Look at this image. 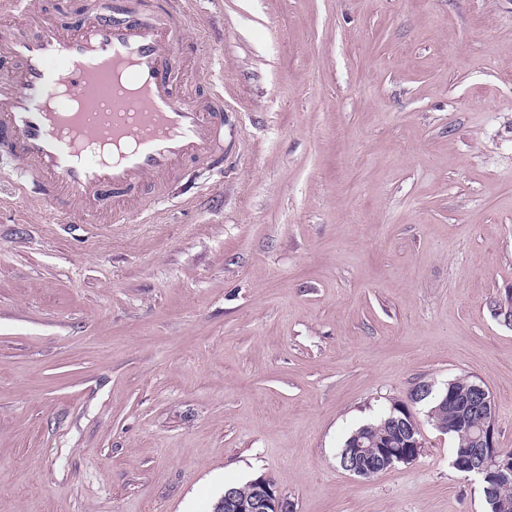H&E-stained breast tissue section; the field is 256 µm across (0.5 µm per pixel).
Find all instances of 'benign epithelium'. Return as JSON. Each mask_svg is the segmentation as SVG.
Returning <instances> with one entry per match:
<instances>
[{
	"mask_svg": "<svg viewBox=\"0 0 512 512\" xmlns=\"http://www.w3.org/2000/svg\"><path fill=\"white\" fill-rule=\"evenodd\" d=\"M472 391L469 407L483 418L478 436L480 447L459 449L452 460V466L460 472L474 473L484 479L491 474L498 483L509 482L512 480V455L498 451L496 446L497 409L494 396L478 382L473 385ZM431 393H436V390L427 382L419 383L417 388L409 391V398L400 407L403 416L394 420L405 447L393 450L386 448L376 454L374 467L392 468L399 462L408 461L417 452V448L421 447L422 431L414 407ZM349 454L355 463L346 467V471L357 477H366L367 467L363 464L365 448H351ZM251 485V497L244 501L237 499L234 491H225L224 499L216 505L214 512H291L288 500L268 478L260 476L251 481Z\"/></svg>",
	"mask_w": 512,
	"mask_h": 512,
	"instance_id": "1",
	"label": "benign epithelium"
}]
</instances>
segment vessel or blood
I'll use <instances>...</instances> for the list:
<instances>
[{"mask_svg": "<svg viewBox=\"0 0 512 512\" xmlns=\"http://www.w3.org/2000/svg\"><path fill=\"white\" fill-rule=\"evenodd\" d=\"M20 13L0 34V159L17 162L21 199L84 222L105 208L145 214L181 164L223 163V96L180 87L186 13L90 0L64 25L0 0L1 15Z\"/></svg>", "mask_w": 512, "mask_h": 512, "instance_id": "obj_1", "label": "vessel or blood"}]
</instances>
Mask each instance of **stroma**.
Here are the masks:
<instances>
[{
    "label": "stroma",
    "mask_w": 512,
    "mask_h": 512,
    "mask_svg": "<svg viewBox=\"0 0 512 512\" xmlns=\"http://www.w3.org/2000/svg\"><path fill=\"white\" fill-rule=\"evenodd\" d=\"M224 165L151 215L29 207L0 164V512H487L453 441L349 434L467 377L512 449V0H185ZM437 390L433 389V385L431 383L423 382L418 383L416 389L408 392L411 397L409 396L404 405L400 406V410L404 417L396 418L393 421L402 437L403 444H405L403 447L405 448H396L393 450L385 448L382 452H378V454H376L375 463L369 465V469L372 467H383L388 469L394 467L399 462H406L417 452V448H419V456L422 454L423 448L421 447L422 441L420 440V436H423L420 423L414 413V407L419 403H422L421 401L428 399L430 396L429 394L433 393L434 396V393H436ZM400 401L401 400H394L393 402H390L388 409H386L379 417L371 422L360 425L345 440L339 456L340 465L345 458V453L348 448H350V456L356 461V463L347 466L345 468L346 471L357 477L366 478L368 468L363 464V460L367 455L366 450L361 445H359L358 448H352V446L358 440L363 441L364 445H368L371 438L385 443V438L382 437V435L388 432L389 427H392L387 421L391 415V408L393 406H399ZM252 485V486H251ZM237 492L240 498L247 500L241 501L237 499ZM224 491V499L216 505L214 512H291L288 500L283 497L276 489L274 484L265 476H260L245 486H229Z\"/></svg>",
    "instance_id": "1"
}]
</instances>
